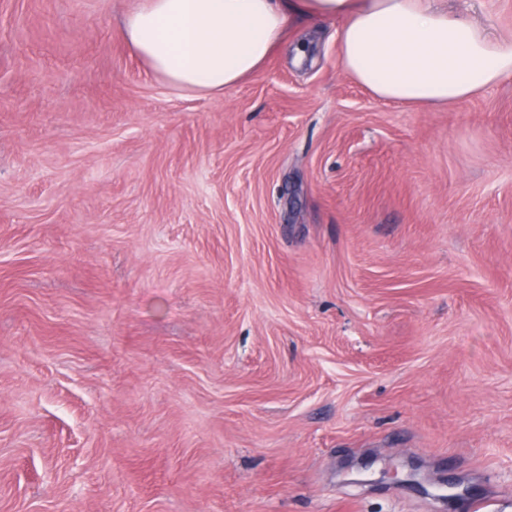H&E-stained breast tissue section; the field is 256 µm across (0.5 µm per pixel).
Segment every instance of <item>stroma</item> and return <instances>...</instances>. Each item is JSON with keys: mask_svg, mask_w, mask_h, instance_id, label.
Here are the masks:
<instances>
[{"mask_svg": "<svg viewBox=\"0 0 512 512\" xmlns=\"http://www.w3.org/2000/svg\"><path fill=\"white\" fill-rule=\"evenodd\" d=\"M143 3L0 0V512H512V78L389 103L324 18L202 95Z\"/></svg>", "mask_w": 512, "mask_h": 512, "instance_id": "obj_1", "label": "stroma"}]
</instances>
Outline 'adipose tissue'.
I'll list each match as a JSON object with an SVG mask.
<instances>
[{
	"label": "adipose tissue",
	"instance_id": "adipose-tissue-1",
	"mask_svg": "<svg viewBox=\"0 0 512 512\" xmlns=\"http://www.w3.org/2000/svg\"><path fill=\"white\" fill-rule=\"evenodd\" d=\"M343 19L340 63L380 99L449 105L512 77V39L438 0H145L125 42L177 88L224 93L258 70L293 21Z\"/></svg>",
	"mask_w": 512,
	"mask_h": 512
}]
</instances>
